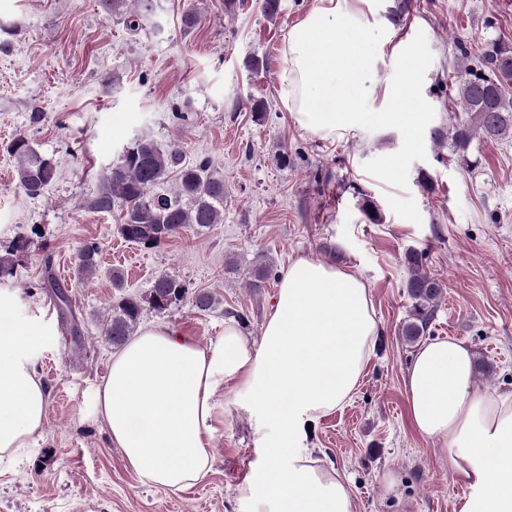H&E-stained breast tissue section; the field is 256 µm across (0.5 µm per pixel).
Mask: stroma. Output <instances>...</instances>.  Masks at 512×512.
<instances>
[{
  "label": "stroma",
  "mask_w": 512,
  "mask_h": 512,
  "mask_svg": "<svg viewBox=\"0 0 512 512\" xmlns=\"http://www.w3.org/2000/svg\"><path fill=\"white\" fill-rule=\"evenodd\" d=\"M160 0L155 21L129 29L100 0H0V24L16 33L0 48V256L17 237L13 274L0 280V322L35 331L27 357L48 393L43 427L13 466L0 463V512H238L237 488L256 458L254 422L225 390L213 466L182 491L149 485L129 470L92 410L113 357L104 321L125 295L146 297L161 274L189 293L211 292L212 311L183 302L144 307L140 327L164 325L205 347L234 322L259 338L289 264L298 257L346 266L371 290L380 335L353 400L312 423L305 446L348 484L353 512H459L466 488L448 470L439 442L416 431L405 376L417 349L401 334L411 301L406 251L423 254L443 294L426 339L454 337L475 362L478 390L512 392V139L475 138L474 169L458 165L431 133L448 124V96L462 77L456 43L512 40V0H360L375 57L366 108L381 111L410 84L417 133L393 122L362 123L324 138L302 130L279 97L284 56L270 42L317 0ZM196 23L183 24L186 13ZM258 69H251V62ZM263 100L256 117L250 103ZM138 134L177 143L187 162L209 160L224 179V221L191 228L157 248L123 241L117 212L94 210L99 178ZM27 137L56 167L42 196L16 186L5 147ZM433 178V191L417 181ZM377 205L373 224L364 200ZM99 247L79 274L78 252ZM143 257L140 275L112 285L114 249ZM274 273L248 284L262 261ZM64 285L78 326L62 318L52 283ZM80 336H73V328Z\"/></svg>",
  "instance_id": "obj_1"
}]
</instances>
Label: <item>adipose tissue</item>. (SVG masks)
Here are the masks:
<instances>
[{"label":"adipose tissue","mask_w":512,"mask_h":512,"mask_svg":"<svg viewBox=\"0 0 512 512\" xmlns=\"http://www.w3.org/2000/svg\"><path fill=\"white\" fill-rule=\"evenodd\" d=\"M366 26L350 0H319L288 28L279 96L300 128L333 135L385 119L417 128L405 89L387 113H361L374 69ZM377 338L359 275L299 257L259 340L231 323L205 347L165 326L145 328L113 359L94 410L130 470L177 491L210 471L219 398L232 387L255 422L257 454L238 488L239 512H352L346 480L303 443L308 423L351 399ZM36 341L0 326V457L26 447L45 420L46 387L24 356ZM405 384L417 432L445 446L449 472L469 489L460 512H512V393L476 391L473 353L452 337L422 345Z\"/></svg>","instance_id":"ef3b65f1"}]
</instances>
